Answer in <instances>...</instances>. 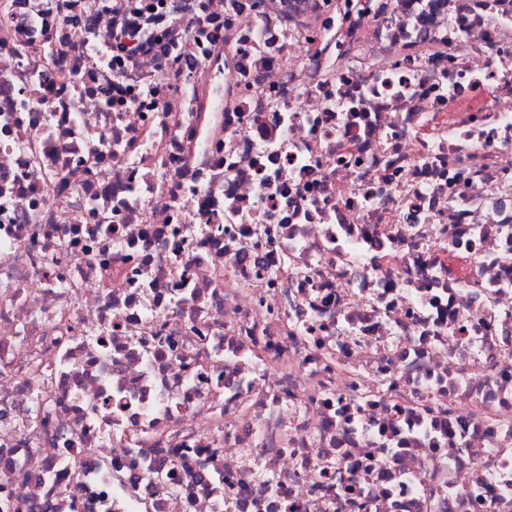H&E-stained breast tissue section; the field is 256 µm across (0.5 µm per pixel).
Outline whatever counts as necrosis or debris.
<instances>
[{"label": "necrosis or debris", "instance_id": "1", "mask_svg": "<svg viewBox=\"0 0 512 512\" xmlns=\"http://www.w3.org/2000/svg\"><path fill=\"white\" fill-rule=\"evenodd\" d=\"M0 0V512H512V0Z\"/></svg>", "mask_w": 512, "mask_h": 512}]
</instances>
